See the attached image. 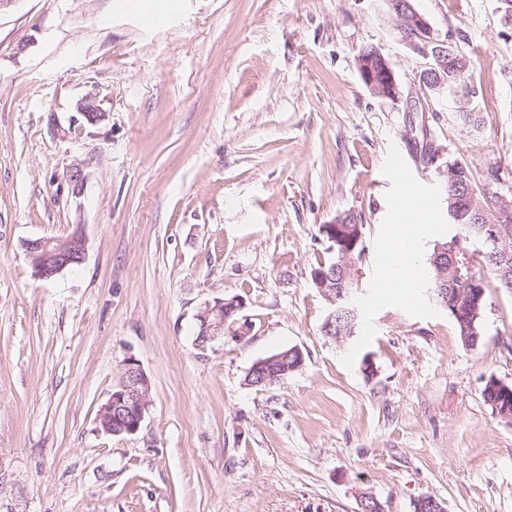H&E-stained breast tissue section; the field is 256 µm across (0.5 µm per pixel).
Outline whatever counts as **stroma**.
Instances as JSON below:
<instances>
[{
	"mask_svg": "<svg viewBox=\"0 0 512 512\" xmlns=\"http://www.w3.org/2000/svg\"><path fill=\"white\" fill-rule=\"evenodd\" d=\"M0 0V512H512V423L483 396L512 386V290L483 261L481 339L462 344L429 281L382 287L400 237L399 157L434 197L418 254L447 240L440 166L512 198V24L499 0H413L458 46L466 89L429 93L387 0ZM400 96L371 93L359 50ZM94 97L104 121L78 106ZM431 139L436 164L416 147ZM80 168L83 181L69 175ZM363 224L356 335L335 341L311 270L321 225ZM81 232L86 258L33 276L26 240ZM242 301L199 349L195 316ZM303 365L248 386L284 348ZM151 381L140 431L96 414L126 358ZM373 372H366L365 362ZM365 47L360 50L358 67L365 85L376 96L394 98L396 95V79L393 69L386 57L375 48L371 53H362L372 49ZM285 349L276 353L283 352ZM304 362L303 352L296 347L280 354H272L257 360L250 368L247 381L252 387H270L297 370ZM280 364V365H278ZM283 367H280L283 365Z\"/></svg>",
	"mask_w": 512,
	"mask_h": 512,
	"instance_id": "1",
	"label": "stroma"
}]
</instances>
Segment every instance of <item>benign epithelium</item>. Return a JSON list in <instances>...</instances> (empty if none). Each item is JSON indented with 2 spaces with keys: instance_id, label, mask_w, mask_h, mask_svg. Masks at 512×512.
Listing matches in <instances>:
<instances>
[{
  "instance_id": "7a95c632",
  "label": "benign epithelium",
  "mask_w": 512,
  "mask_h": 512,
  "mask_svg": "<svg viewBox=\"0 0 512 512\" xmlns=\"http://www.w3.org/2000/svg\"><path fill=\"white\" fill-rule=\"evenodd\" d=\"M401 31L411 42L420 41L419 48L431 57L432 63L422 77L429 89L442 84L440 71L448 68V50L445 43L430 37V28L424 17L414 8L412 0H388ZM358 67L365 85L376 96L392 98L396 95V79L386 57L377 49L357 57ZM81 115L91 124L102 120V113L94 100L85 99L79 108ZM448 183L452 192L448 198V218L452 227V240L437 244L430 258L437 271L438 304L448 311L453 321L462 329L463 336L477 334L476 321L480 318L484 290L473 274L471 252L465 244L472 242L477 252L489 258L504 273L503 283L512 284L507 273L512 270V240L506 236L507 224L512 221V205L505 201L493 206L478 202L470 184L455 168H448ZM323 234L331 243L335 263L328 271L312 272V282L329 304L323 324L325 335L341 341L345 329L341 324V307L349 301L355 273L362 263L365 246L362 225L352 216L334 224H327ZM24 248L31 259L34 276L50 280L65 270L80 265L86 257L85 239L75 231L64 238L38 237L29 239ZM243 308L238 299L215 298L204 303L196 314L199 333L196 345H206L224 335V325ZM304 362L303 352L293 347L280 354L257 360L250 368L247 381L252 387H270L297 370ZM151 383L139 361L129 357L124 361L122 376L107 401L99 408L96 422L99 430L111 436L137 433L149 406ZM486 393L494 394L491 401L495 413L512 423V389L494 379L486 384ZM419 512H446L444 501L432 496L421 497L415 503Z\"/></svg>"
}]
</instances>
